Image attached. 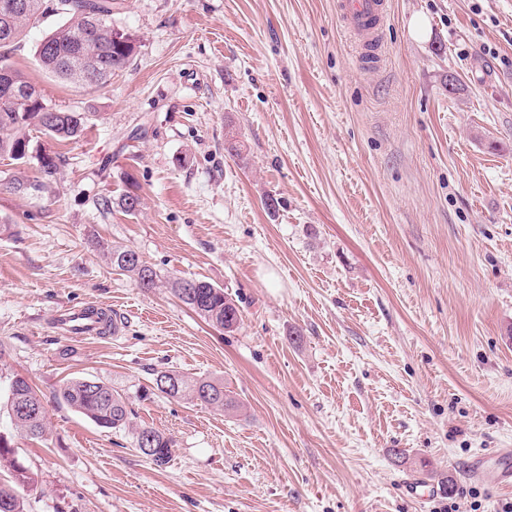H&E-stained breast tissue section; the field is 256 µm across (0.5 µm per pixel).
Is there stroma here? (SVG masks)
Returning a JSON list of instances; mask_svg holds the SVG:
<instances>
[{
    "mask_svg": "<svg viewBox=\"0 0 512 512\" xmlns=\"http://www.w3.org/2000/svg\"><path fill=\"white\" fill-rule=\"evenodd\" d=\"M388 2L371 68L336 0H116L137 50L98 91L39 66L49 24L5 48L49 107L86 115L78 140L33 128L27 162L0 155V435L36 479L25 512L512 502L468 470L512 449V0ZM44 152L66 158L55 179L13 192ZM98 240L162 284L139 288ZM171 278L223 288L238 328L190 310ZM87 304L112 331L61 333L58 314ZM159 370L222 381L238 406L150 394ZM15 374L44 398L42 438L10 423ZM74 378L132 396L133 426L173 438L168 463L68 407ZM405 479L456 487L417 500Z\"/></svg>",
    "mask_w": 512,
    "mask_h": 512,
    "instance_id": "obj_1",
    "label": "stroma"
}]
</instances>
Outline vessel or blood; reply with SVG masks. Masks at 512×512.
I'll list each match as a JSON object with an SVG mask.
<instances>
[{"instance_id": "b4317fda", "label": "vessel or blood", "mask_w": 512, "mask_h": 512, "mask_svg": "<svg viewBox=\"0 0 512 512\" xmlns=\"http://www.w3.org/2000/svg\"><path fill=\"white\" fill-rule=\"evenodd\" d=\"M336 14L344 28L357 40L361 60L369 61L381 42L389 19L387 0H337ZM67 319L78 335H91L101 329L98 315L85 308L72 311ZM471 472L500 484L512 483V466L504 464L497 469H489L480 455L473 459Z\"/></svg>"}]
</instances>
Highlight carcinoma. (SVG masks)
Returning a JSON list of instances; mask_svg holds the SVG:
<instances>
[{
    "label": "carcinoma",
    "instance_id": "obj_1",
    "mask_svg": "<svg viewBox=\"0 0 512 512\" xmlns=\"http://www.w3.org/2000/svg\"><path fill=\"white\" fill-rule=\"evenodd\" d=\"M13 0H0V47L14 43L27 26L39 23L49 13L60 17V23L37 46L36 55L42 68L85 90H99L112 75L123 70L136 50L135 38L112 26V0H56L54 6L45 0H28L31 8L11 14ZM101 14V26L89 27L90 15ZM18 94H0V154L16 161L28 158L30 139L27 129L38 127L54 139L64 142L80 137L85 129L81 112L51 111L38 102L36 87L18 70L9 67ZM39 176L18 180L14 190L23 194L39 193L45 189L65 162L59 153L36 156ZM136 251L111 247L104 257L108 264L133 278L140 288H154L160 275L143 260L133 261ZM172 291L184 305L207 322L220 329L239 325L240 314L235 304L224 296V289L210 282L176 278ZM152 390L170 398L197 401L219 409L235 407V401L224 393V384L214 380L188 381L172 370L154 373ZM60 398L75 412L85 416L102 429L121 431L130 427L129 395L96 379L76 378L60 390ZM7 413L14 427L31 438L45 432V406L42 395L24 379L10 378L7 394ZM152 437L154 465L168 463L173 440L152 426L135 429L134 439ZM10 445L0 435V468L8 467L12 474L9 483L0 482V512H24L20 489L33 482L27 470L10 458Z\"/></svg>",
    "mask_w": 512,
    "mask_h": 512
}]
</instances>
